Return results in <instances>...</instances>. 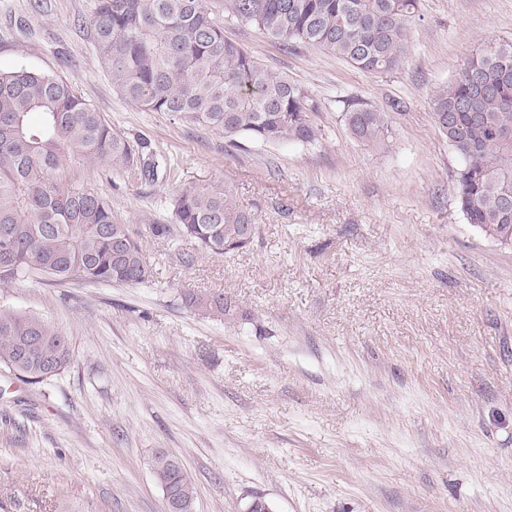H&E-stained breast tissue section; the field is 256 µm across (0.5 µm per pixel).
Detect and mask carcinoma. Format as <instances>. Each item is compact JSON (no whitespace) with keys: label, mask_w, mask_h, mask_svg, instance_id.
Returning a JSON list of instances; mask_svg holds the SVG:
<instances>
[{"label":"carcinoma","mask_w":512,"mask_h":512,"mask_svg":"<svg viewBox=\"0 0 512 512\" xmlns=\"http://www.w3.org/2000/svg\"><path fill=\"white\" fill-rule=\"evenodd\" d=\"M420 0H224V15L283 43H303L371 74L399 68ZM97 52L129 101L168 112L235 141L312 143L317 105L303 86L264 68L224 36L204 0H100ZM433 118L462 164L457 204L470 224L512 243V42L471 54L434 88ZM353 136L386 142L388 113L345 106ZM149 143L130 144L62 78L0 70V284L33 274L66 283L133 286L152 277L143 246L97 192L65 186L53 173L70 159L136 166L154 174ZM178 231L197 249L224 255L253 240L254 218L226 185L189 188L174 201ZM204 317L233 319L222 292H185ZM71 343L43 318L0 306V368L41 384L72 363ZM151 469L177 512H195L197 490L178 459L159 450Z\"/></svg>","instance_id":"1"}]
</instances>
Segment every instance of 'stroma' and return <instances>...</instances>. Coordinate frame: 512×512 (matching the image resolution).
Masks as SVG:
<instances>
[{
    "mask_svg": "<svg viewBox=\"0 0 512 512\" xmlns=\"http://www.w3.org/2000/svg\"><path fill=\"white\" fill-rule=\"evenodd\" d=\"M99 0H0V68L54 74L129 141L140 168L66 161L140 240L136 285H0V305L69 337L71 366L25 384L0 369V512H164L149 461L178 457L196 512H512V245L456 204L461 161L431 94L491 42L512 0H421L403 65L361 71L255 28L224 33L320 108L311 144H233L125 99L94 44ZM389 112L386 143L355 139L342 101ZM223 183L251 212L247 248L217 256L171 224L174 196ZM223 292L236 320L181 295Z\"/></svg>",
    "mask_w": 512,
    "mask_h": 512,
    "instance_id": "obj_1",
    "label": "stroma"
}]
</instances>
